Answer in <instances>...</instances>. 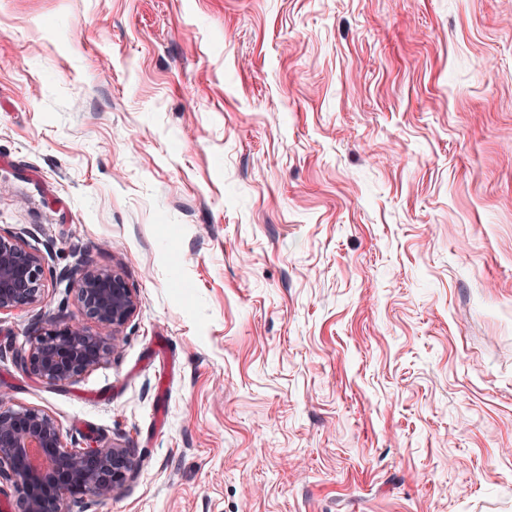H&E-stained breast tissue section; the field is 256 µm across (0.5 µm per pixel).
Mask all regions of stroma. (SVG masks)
<instances>
[{"label": "stroma", "instance_id": "1", "mask_svg": "<svg viewBox=\"0 0 512 512\" xmlns=\"http://www.w3.org/2000/svg\"><path fill=\"white\" fill-rule=\"evenodd\" d=\"M0 348L139 295L112 362L0 390L133 449L94 512H512V0H0ZM45 264V255L28 248L17 233L0 231V314L42 301Z\"/></svg>", "mask_w": 512, "mask_h": 512}]
</instances>
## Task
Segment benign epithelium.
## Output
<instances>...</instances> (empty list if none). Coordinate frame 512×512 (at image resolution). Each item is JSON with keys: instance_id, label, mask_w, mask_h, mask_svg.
I'll return each mask as SVG.
<instances>
[{"instance_id": "1", "label": "benign epithelium", "mask_w": 512, "mask_h": 512, "mask_svg": "<svg viewBox=\"0 0 512 512\" xmlns=\"http://www.w3.org/2000/svg\"><path fill=\"white\" fill-rule=\"evenodd\" d=\"M45 264V255L27 247L21 236L0 233V314L42 301ZM60 278L72 285L80 316L36 323L29 339L10 346L17 368L56 388L109 361L139 305L122 272L97 266L86 252ZM88 319L96 329L85 324ZM31 448L42 449L49 464H33ZM138 468L132 449L67 440L48 412L16 408L0 390V485L13 488L22 512H92L120 494Z\"/></svg>"}]
</instances>
